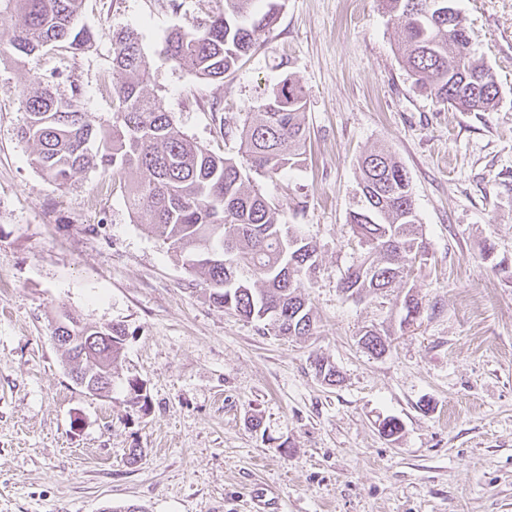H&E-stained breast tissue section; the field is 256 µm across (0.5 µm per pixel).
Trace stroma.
<instances>
[{
    "label": "stroma",
    "instance_id": "obj_1",
    "mask_svg": "<svg viewBox=\"0 0 512 512\" xmlns=\"http://www.w3.org/2000/svg\"><path fill=\"white\" fill-rule=\"evenodd\" d=\"M278 2L276 24L221 81L162 49L223 0H83L88 50L0 54V512H512V0H453L496 77L490 112L414 88L380 0ZM127 29L151 63L148 91L188 138L229 157L277 83L304 86V161L250 182L317 246L312 335L217 307L101 167L61 188L32 165L30 77L79 86L91 123L109 124ZM379 144L410 177L430 253L412 274L422 313L407 329L388 299L339 289L361 253L358 161ZM64 310L124 329L108 396L69 376L51 339ZM382 325L395 336L377 357L358 339ZM317 357L338 383L316 376ZM131 379L145 409L125 403ZM387 416L403 425L396 437L380 431Z\"/></svg>",
    "mask_w": 512,
    "mask_h": 512
}]
</instances>
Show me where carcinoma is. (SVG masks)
<instances>
[{
    "mask_svg": "<svg viewBox=\"0 0 512 512\" xmlns=\"http://www.w3.org/2000/svg\"><path fill=\"white\" fill-rule=\"evenodd\" d=\"M15 15L9 50L30 57L47 48L82 51L94 40L80 24L82 0H4ZM400 32L398 55L419 92L461 112H488L498 89L490 70L470 50V37L451 0H382ZM280 5L266 0H224V10L189 28L172 30L163 54L191 68L203 80L231 76L257 46L262 33L277 21ZM112 68L121 81L115 88L112 123L97 128L80 106V89L59 93L39 76L30 79L27 122L22 138L32 146L31 163L50 182L65 186L95 161L112 178H144L128 187L126 206L145 229L198 272L218 307L260 322L278 336H309L314 318L304 282L317 270L316 246L296 226L285 224L278 209L246 183L244 172L270 178L299 162L307 140L306 92L286 77L258 107L240 133L241 159L217 155L188 139L173 116L145 89L149 62L133 30L120 32ZM360 204L350 223L363 249L341 283V292L394 296L404 315L421 302L408 285L412 259L428 252L422 222L406 169L385 146L367 152L359 162ZM100 336L98 358H82L66 349L74 368L92 379L121 360L125 331L82 326ZM112 336V342L104 340ZM392 332L361 334L358 343L381 356ZM315 375L329 385L338 382L336 366L313 360Z\"/></svg>",
    "mask_w": 512,
    "mask_h": 512,
    "instance_id": "carcinoma-1",
    "label": "carcinoma"
}]
</instances>
